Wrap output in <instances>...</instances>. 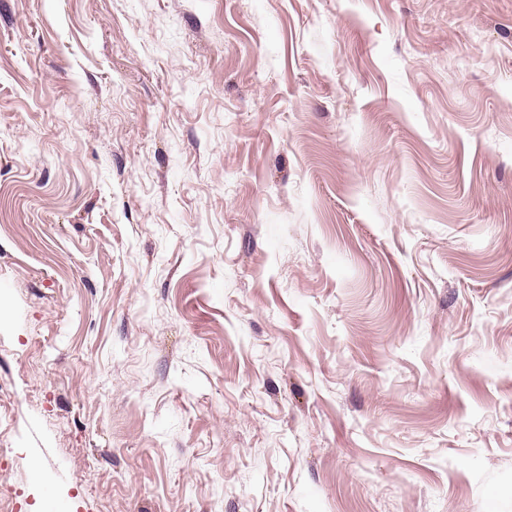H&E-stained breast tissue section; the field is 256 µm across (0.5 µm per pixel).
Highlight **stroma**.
Returning <instances> with one entry per match:
<instances>
[{"mask_svg": "<svg viewBox=\"0 0 512 512\" xmlns=\"http://www.w3.org/2000/svg\"><path fill=\"white\" fill-rule=\"evenodd\" d=\"M512 512V0H0V503Z\"/></svg>", "mask_w": 512, "mask_h": 512, "instance_id": "35a3bbf8", "label": "stroma"}]
</instances>
